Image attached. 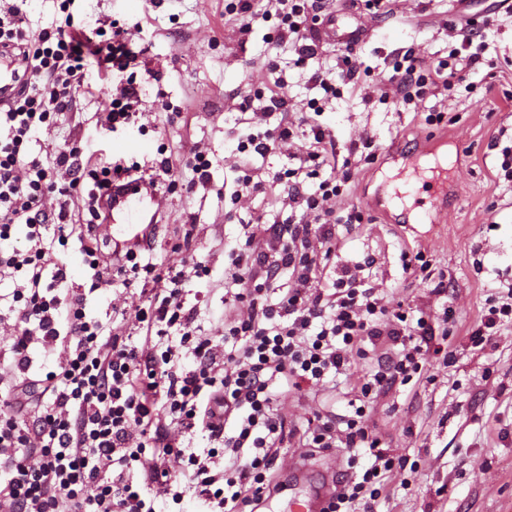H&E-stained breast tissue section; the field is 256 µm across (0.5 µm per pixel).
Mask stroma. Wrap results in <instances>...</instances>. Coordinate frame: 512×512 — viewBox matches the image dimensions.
<instances>
[{
  "label": "stroma",
  "mask_w": 512,
  "mask_h": 512,
  "mask_svg": "<svg viewBox=\"0 0 512 512\" xmlns=\"http://www.w3.org/2000/svg\"><path fill=\"white\" fill-rule=\"evenodd\" d=\"M21 9L25 28L36 34L73 15L86 49L110 35V22L129 27L135 64L91 79L89 95L78 96L69 112L29 143L33 156H52L64 144L90 143L104 163L136 164L143 170L173 164L171 185L161 187L166 221L150 226L158 247L153 263L177 261V248L194 252L210 273L189 284L188 305L202 336L224 333V272L231 250L245 245L249 224L279 226L294 213L275 172L299 167L303 139L294 136L281 153L253 157L243 165L235 147L240 136L276 127L278 116H265L262 94L268 83V60L277 58L288 82V118L297 121L310 100L323 91L310 80L316 69L336 70L340 46L321 43L304 67L294 65L289 48H272L275 23L242 32L231 0H6ZM369 33L360 44L367 66L357 94L342 92L327 103L320 124L335 137L339 160H350L349 195L337 198L335 210L361 205L364 220L340 224L336 266L365 264L370 285L389 307H402L410 319L439 316L451 309L445 345L447 356H428L421 375L394 385L367 410L366 424L382 449L406 458L410 470L389 483L376 512H512V320L492 330L483 351L470 336L488 312L489 297L512 289V183L499 179L501 151L512 148V21L499 17L497 0H388L374 13L367 0L356 7ZM479 13L495 22L480 29L484 56L497 62L472 69L456 66L462 76L452 92L428 98L443 112L441 123L407 110L397 93L378 100L382 76L390 74L397 55L413 50L427 65L447 62L458 47L456 30L464 15ZM141 83L142 104L133 122L108 129L104 108L115 86L126 79ZM249 108H241L243 97ZM441 142L448 157V202L434 223L415 222L394 195L403 173L427 160L419 144ZM211 163L206 184L187 188L182 163L191 150ZM260 181V191L239 193L244 175ZM430 262L431 279L406 272L415 251ZM443 278V292L433 281ZM122 285L88 295L89 316L120 326L126 306ZM375 357L358 360L352 376H338L335 386L305 390L279 398L277 405L297 431L279 450L265 512H289L292 499L311 493L314 477L294 473L300 455L313 466L346 462L341 449L308 453L299 433L318 417L342 419L361 380L377 370Z\"/></svg>",
  "instance_id": "35a3bbf8"
}]
</instances>
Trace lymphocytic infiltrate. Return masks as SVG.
Returning a JSON list of instances; mask_svg holds the SVG:
<instances>
[{
  "instance_id": "f902f5d3",
  "label": "lymphocytic infiltrate",
  "mask_w": 512,
  "mask_h": 512,
  "mask_svg": "<svg viewBox=\"0 0 512 512\" xmlns=\"http://www.w3.org/2000/svg\"><path fill=\"white\" fill-rule=\"evenodd\" d=\"M245 29L280 19L277 45H289L298 62L317 53L307 31L319 22L315 0H268L255 12L251 0H238ZM25 19L14 7L0 11V43L17 46L31 80L12 106L0 110V242L23 231L25 249L0 250V273L21 277L9 310L13 336L0 342L17 373L0 398V502L9 512H156L151 488L164 486L172 501L194 491L206 512H262L273 489V465L288 435L279 414V396L321 386L328 373L342 374L352 356L367 345L388 340L384 365L360 388L361 403L346 417L344 445L349 465L368 446L373 458L361 476L346 481L328 512H373L389 479L404 469L402 459L379 446L365 426L366 407L395 384H407L423 369L432 327L426 318L409 321L367 287L361 266L344 268L331 287H314L326 275L336 252V220L329 199L341 196L350 170L324 178L315 194L300 182H285L290 206L303 215L288 225L287 238L264 263L248 246L265 232L248 225L247 248L231 251L224 277V304L248 307L246 316L225 323L221 337L199 336L194 311L186 306V286L204 265L195 254L171 267L141 263L152 251L151 238L127 248L117 274L132 291L122 312L133 320L136 336L109 333L107 324L87 316L88 292L99 289L107 264L91 244L83 249L91 275L86 289L67 280L58 247L81 233L66 204L86 196L92 217H101L102 199L132 176L120 165L83 164L88 147L71 144L50 160L29 157L27 146L41 127L70 110L76 96L88 93L86 56L73 23L45 29L29 38ZM99 65L124 70L136 60L127 28L112 26L96 47ZM388 82L405 104L427 97V76L413 51H406ZM295 132L291 122L242 137L243 159L280 152ZM72 171L58 184V170ZM93 188L83 192V178ZM62 202L47 213L46 197ZM287 270L288 288L274 289L278 270ZM163 282L152 290L154 282ZM67 348L58 373L36 378L31 349ZM192 366H183L184 358ZM165 419H158V411ZM204 433L206 455L185 453L171 429Z\"/></svg>"
}]
</instances>
